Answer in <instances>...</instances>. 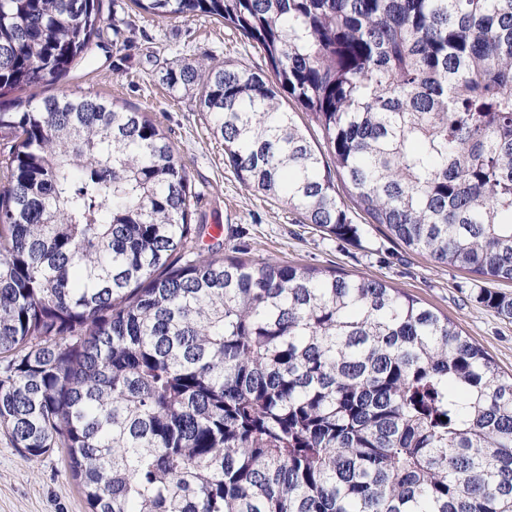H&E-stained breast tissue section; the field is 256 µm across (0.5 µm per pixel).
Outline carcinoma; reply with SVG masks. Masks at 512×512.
I'll return each mask as SVG.
<instances>
[{
	"label": "carcinoma",
	"mask_w": 512,
	"mask_h": 512,
	"mask_svg": "<svg viewBox=\"0 0 512 512\" xmlns=\"http://www.w3.org/2000/svg\"><path fill=\"white\" fill-rule=\"evenodd\" d=\"M130 2L261 49L263 69L162 75L245 188L512 283V0ZM102 20V0H0V97L66 79ZM201 200L145 112L78 92L0 112L12 447L66 449L90 512H512V374L382 280L203 256ZM475 300L512 319V295Z\"/></svg>",
	"instance_id": "cac0c4a2"
}]
</instances>
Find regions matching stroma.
<instances>
[{"mask_svg": "<svg viewBox=\"0 0 512 512\" xmlns=\"http://www.w3.org/2000/svg\"><path fill=\"white\" fill-rule=\"evenodd\" d=\"M105 20L100 47L94 48L63 81L33 88L36 97L78 92L100 96L120 108L156 117L207 202L203 246L224 252L246 243L252 259L275 258L293 264L328 267L385 281L447 315L479 344L500 371L512 373V321L466 300L483 282L463 271L406 249L384 226L353 220L359 239L341 241L270 196L247 190L224 160V145L198 112L193 95L169 94L159 82L163 64L201 60L261 67L255 45L231 27L197 15L163 21L144 12L127 16L128 38L114 37L112 0H103ZM0 512H88L61 449L36 459L23 457L0 433Z\"/></svg>", "mask_w": 512, "mask_h": 512, "instance_id": "35a3bbf8", "label": "stroma"}]
</instances>
